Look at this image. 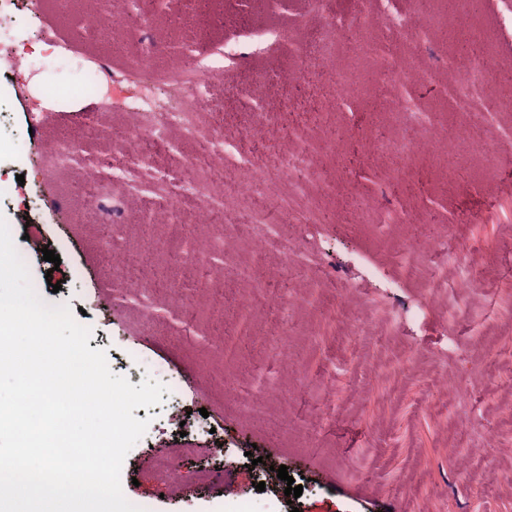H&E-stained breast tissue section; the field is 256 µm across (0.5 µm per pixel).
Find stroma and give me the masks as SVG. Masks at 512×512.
Here are the masks:
<instances>
[{
	"label": "stroma",
	"mask_w": 512,
	"mask_h": 512,
	"mask_svg": "<svg viewBox=\"0 0 512 512\" xmlns=\"http://www.w3.org/2000/svg\"><path fill=\"white\" fill-rule=\"evenodd\" d=\"M380 0H335L337 12L363 10L368 18L357 41L335 34L328 55L304 76L294 44L307 40L323 14L313 0H224L226 21L206 27L201 40L187 42L172 31L174 19L204 24L203 0H156L154 25L130 27L140 0H96L113 27H78L77 38L102 55L135 61L160 46V66L196 64L206 54H223L215 84L248 82L249 95L228 101L224 127L231 145L213 155L206 144L173 133L168 144L145 145L162 167L181 156L190 162L185 179L207 178L216 202L207 206L188 244H210L208 262L178 267L177 239L166 225L145 226V214L165 211L164 191L148 180L137 184L132 210L114 229L109 254H101V227L79 223L77 212L92 203L78 172L67 176L68 205L39 174L41 156L23 153L16 141L38 145L84 140L89 157H107L108 143L125 124L133 105L129 87L116 90L115 111L95 129L59 108L50 127L31 125L28 112L40 81L49 92L84 97L94 111V75L79 55L46 56L7 64L0 49V217L8 224L38 296L66 305L89 327L90 349H105L114 374L129 376L125 358L141 353L164 363L176 381L177 408L160 404L134 411L148 420L142 438L127 454L121 485L126 499L142 512H477L489 496L493 512H512V483L476 485L472 471L483 462L493 473L512 474V306L502 296L512 290V112L486 99L483 119L465 129L471 140L493 139L499 152L480 159L447 149L458 104L453 85L464 64L460 42L445 39L433 18L434 0H391L392 11L412 14L421 31L422 54L414 76L401 84L384 82V64L401 59L402 32L386 29ZM282 38L265 34L268 22ZM497 30L485 63L501 98H512V0H481L476 15L450 20L463 32L472 25ZM280 70L279 81L264 77ZM358 78L337 97V73ZM288 101L272 125L250 129L253 113ZM306 140L310 164L279 169L297 140ZM412 144L421 163L397 176L405 163L392 151L395 141ZM271 176L268 191H246L249 168ZM316 194L307 206L305 191ZM36 199L37 208L26 207ZM266 224L270 239L254 246L252 224ZM224 232L225 245L211 244ZM467 241L466 261L479 281L468 291L455 278L435 291L399 281L401 248L415 236ZM64 238L60 266L45 261L47 243ZM295 240L298 251L289 271H278L276 246ZM117 266L120 279L104 278ZM61 290H52L54 282ZM310 304H297L300 296ZM248 299L255 334L242 341L235 364L220 349L234 328L237 304ZM153 308L145 322L143 303ZM396 310L403 324L393 336L373 335L372 304ZM336 313V332L322 336L323 313ZM416 348L404 369V385L392 391L386 367L390 350ZM495 382L496 397L485 386ZM210 429L201 431L199 419ZM473 431L470 449L452 445V429ZM175 459V477L160 481L153 469L159 455ZM267 464L250 465V456ZM286 466L289 478L275 469ZM210 471L208 484L197 472ZM264 489H257V482ZM301 485L288 499V482Z\"/></svg>",
	"instance_id": "35a3bbf8"
}]
</instances>
